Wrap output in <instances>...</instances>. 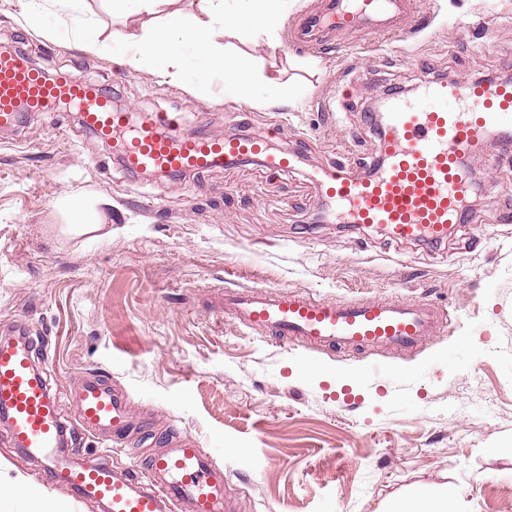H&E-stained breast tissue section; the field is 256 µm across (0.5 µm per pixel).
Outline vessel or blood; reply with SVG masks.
I'll return each instance as SVG.
<instances>
[{
    "label": "vessel or blood",
    "mask_w": 512,
    "mask_h": 512,
    "mask_svg": "<svg viewBox=\"0 0 512 512\" xmlns=\"http://www.w3.org/2000/svg\"><path fill=\"white\" fill-rule=\"evenodd\" d=\"M410 8V0H333L327 12L306 19L300 44L328 29L384 31L388 21ZM76 107L86 130L113 143L130 173L192 172L219 168L227 161L260 159L267 170L284 172L293 164L287 152L268 148L269 134L241 137L160 135L153 124L130 127L108 93L73 74L49 76L15 49L0 48V128L16 126L23 113ZM378 164L357 175L347 166L326 172L323 184L343 224L385 229L397 243L447 240L448 230L468 224L471 192L464 158L489 130L512 151V83L432 79L414 97L390 96L379 119ZM224 311L240 324L268 331L277 339L322 350L413 349L447 322L413 300H330L252 286L224 294ZM74 416L101 443L99 462L78 466L62 447L60 398L33 364L30 347L0 343V423L17 448L40 459L70 488L81 505L107 503L109 512H231L224 495V472L193 438L171 443L148 461L144 473L113 467L112 443L130 423L127 395L84 376L68 396Z\"/></svg>",
    "instance_id": "b4317fda"
}]
</instances>
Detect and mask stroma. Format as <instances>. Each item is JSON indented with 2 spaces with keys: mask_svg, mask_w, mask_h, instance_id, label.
Wrapping results in <instances>:
<instances>
[{
  "mask_svg": "<svg viewBox=\"0 0 512 512\" xmlns=\"http://www.w3.org/2000/svg\"><path fill=\"white\" fill-rule=\"evenodd\" d=\"M27 0H0V44L49 74L85 77L114 106L167 115L164 131L246 135L279 126L291 171L253 161L181 179L128 174L77 110L29 114L0 130V331L26 319L65 394L98 371L122 388L133 423L112 462L147 463L172 438H196L224 472L234 512H380L383 500L446 492L462 512H512V152L482 140L465 159L477 221L442 245H400L386 231L328 218L314 171L377 160L366 112L392 88L425 79L512 75V0H413L393 34L336 31L323 46L291 32L328 0H293L276 42H234L283 92L225 96L213 77L194 93L27 29ZM105 39L151 19L118 18L88 0ZM85 201L100 230L76 229ZM497 235H486L488 227ZM333 300H427L446 332L412 351H311L246 328L224 293L253 285ZM378 361L390 383L369 380ZM23 480L63 505L69 490L0 432V482Z\"/></svg>",
  "mask_w": 512,
  "mask_h": 512,
  "instance_id": "35a3bbf8",
  "label": "stroma"
}]
</instances>
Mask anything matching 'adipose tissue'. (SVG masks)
<instances>
[{
  "mask_svg": "<svg viewBox=\"0 0 512 512\" xmlns=\"http://www.w3.org/2000/svg\"><path fill=\"white\" fill-rule=\"evenodd\" d=\"M113 16H148L163 12L164 26L142 28L123 35L117 57L135 71H147L161 79L196 89L207 77L219 74L226 95L248 98L254 84L276 91L280 83L274 74L254 73L246 57H226L219 38L244 39L258 35L275 36L287 14L288 0H202L198 13L187 15L179 9L180 0H106ZM86 0H41L27 7L24 19L30 28H41L53 19L62 36H69L70 25L79 21Z\"/></svg>",
  "mask_w": 512,
  "mask_h": 512,
  "instance_id": "adipose-tissue-1",
  "label": "adipose tissue"
}]
</instances>
